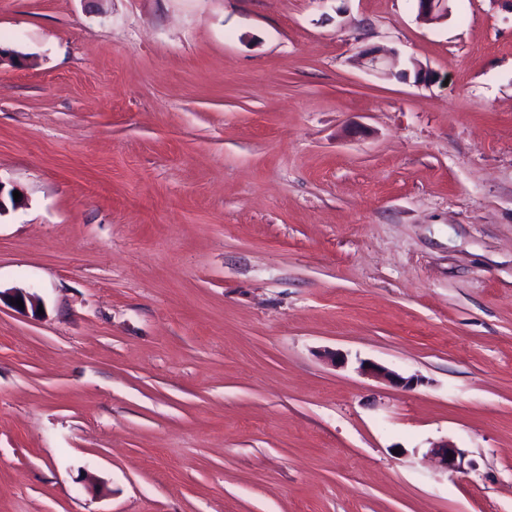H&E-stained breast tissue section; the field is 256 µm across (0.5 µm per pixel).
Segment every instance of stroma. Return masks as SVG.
Masks as SVG:
<instances>
[{"label": "stroma", "instance_id": "stroma-1", "mask_svg": "<svg viewBox=\"0 0 512 512\" xmlns=\"http://www.w3.org/2000/svg\"><path fill=\"white\" fill-rule=\"evenodd\" d=\"M448 6L0 0V512H512V0ZM417 16L425 23H436L448 17L449 0H414ZM435 459L438 466L446 472H455L461 468L463 454L459 448L448 441L433 444L428 452ZM452 455V458H449Z\"/></svg>", "mask_w": 512, "mask_h": 512}]
</instances>
